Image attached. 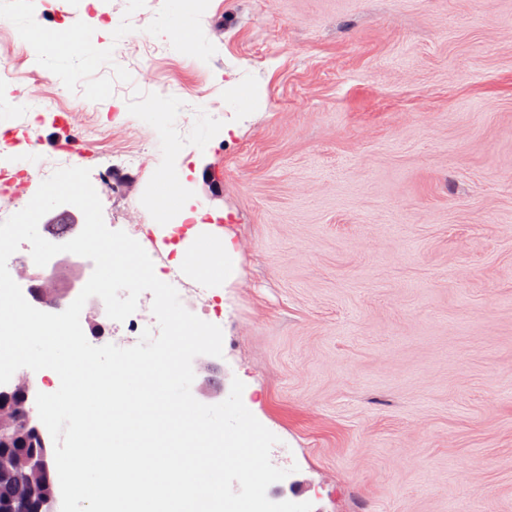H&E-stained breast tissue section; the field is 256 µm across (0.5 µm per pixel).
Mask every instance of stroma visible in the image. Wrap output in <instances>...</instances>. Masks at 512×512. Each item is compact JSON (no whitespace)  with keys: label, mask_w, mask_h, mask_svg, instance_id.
Masks as SVG:
<instances>
[{"label":"stroma","mask_w":512,"mask_h":512,"mask_svg":"<svg viewBox=\"0 0 512 512\" xmlns=\"http://www.w3.org/2000/svg\"><path fill=\"white\" fill-rule=\"evenodd\" d=\"M74 21L76 55L48 40ZM0 29L31 70L0 71L4 151L36 159L0 211L131 129L106 226L156 223L182 171L232 244L191 391L244 383L288 472L269 499L512 512V0H0ZM113 153L115 155H113ZM107 156L108 158H106L101 168L102 180H107L109 178L111 168L115 165L112 164V161H118L120 164L128 166H141L143 162V151L137 144H134V142L131 145L123 147L114 152L111 149Z\"/></svg>","instance_id":"1"}]
</instances>
